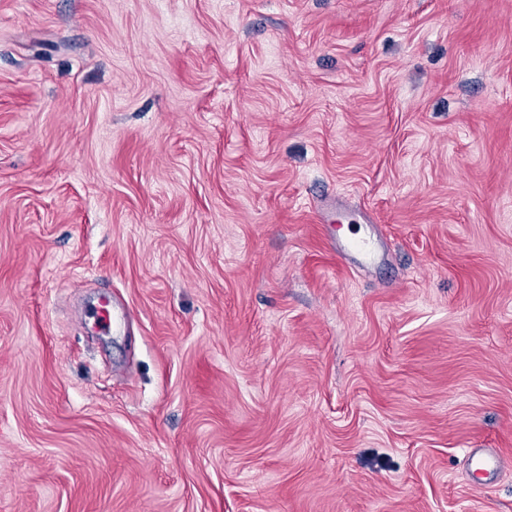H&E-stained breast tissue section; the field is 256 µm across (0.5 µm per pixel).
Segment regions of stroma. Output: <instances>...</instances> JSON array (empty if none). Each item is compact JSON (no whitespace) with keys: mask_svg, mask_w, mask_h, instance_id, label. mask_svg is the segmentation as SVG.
<instances>
[{"mask_svg":"<svg viewBox=\"0 0 512 512\" xmlns=\"http://www.w3.org/2000/svg\"><path fill=\"white\" fill-rule=\"evenodd\" d=\"M0 512H512V0H0Z\"/></svg>","mask_w":512,"mask_h":512,"instance_id":"obj_1","label":"stroma"}]
</instances>
